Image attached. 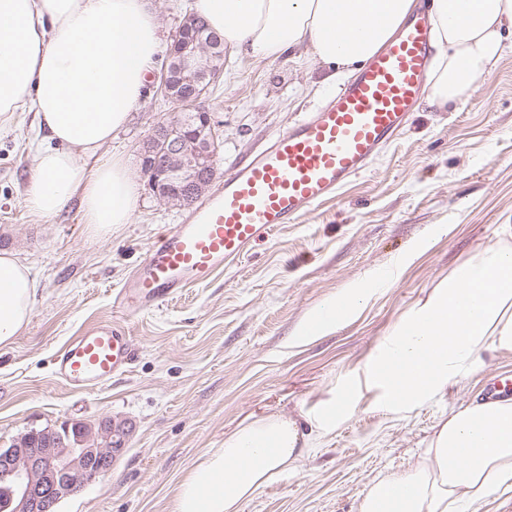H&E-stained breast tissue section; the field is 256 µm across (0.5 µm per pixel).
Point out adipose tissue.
<instances>
[{"label": "adipose tissue", "mask_w": 512, "mask_h": 512, "mask_svg": "<svg viewBox=\"0 0 512 512\" xmlns=\"http://www.w3.org/2000/svg\"><path fill=\"white\" fill-rule=\"evenodd\" d=\"M414 0H194L224 45L257 59L307 48L323 66L349 68L390 42ZM435 55L427 102L449 111L500 58L512 0H433ZM167 50L149 0H0V115L37 117L35 166L22 199L50 219L77 203L97 237L131 223L139 185L119 156L100 150L123 129ZM39 282L0 252V347L25 331ZM486 350L512 352V246L492 244L418 301L364 371L399 413L440 396ZM308 432L280 413L240 424L200 454L170 512H241L277 474L297 469ZM512 490V398L449 413L406 472L377 476L356 512H480Z\"/></svg>", "instance_id": "obj_1"}]
</instances>
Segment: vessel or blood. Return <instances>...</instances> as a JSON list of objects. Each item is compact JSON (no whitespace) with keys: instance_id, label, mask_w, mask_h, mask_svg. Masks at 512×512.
<instances>
[{"instance_id":"1","label":"vessel or blood","mask_w":512,"mask_h":512,"mask_svg":"<svg viewBox=\"0 0 512 512\" xmlns=\"http://www.w3.org/2000/svg\"><path fill=\"white\" fill-rule=\"evenodd\" d=\"M431 54L430 25L419 12L344 89L238 167L158 241L116 294L112 320L56 355V380L80 391L126 372L134 359L131 316L208 282L364 172L425 96Z\"/></svg>"}]
</instances>
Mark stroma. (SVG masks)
<instances>
[{"instance_id": "35a3bbf8", "label": "stroma", "mask_w": 512, "mask_h": 512, "mask_svg": "<svg viewBox=\"0 0 512 512\" xmlns=\"http://www.w3.org/2000/svg\"><path fill=\"white\" fill-rule=\"evenodd\" d=\"M306 50L277 59L232 54L208 97L219 125L215 181H222L289 126L317 111L337 87ZM173 106L150 83L127 127L102 157L122 156L140 185L136 214L108 238L85 231L77 206L55 218L22 205L35 161L36 117H0V250L38 277L29 325L0 348V448L33 429L72 420L126 421L128 446L97 482L58 512H169L183 473L243 421L271 412L304 419L332 393L352 398L372 356L416 301L478 249L512 241V40L490 75L449 112L421 105L396 141L339 194L280 225L266 245L129 322L128 372L92 392L52 374L73 336L112 318V298L154 244L182 222L147 185L140 148ZM350 288L368 301L335 332L303 341L317 306ZM512 378V353L483 352L442 397L399 416L364 392L346 420L315 442L298 469L276 475L242 512H355L385 471L413 463L434 425Z\"/></svg>"}]
</instances>
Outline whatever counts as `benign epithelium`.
<instances>
[{"label":"benign epithelium","instance_id":"obj_1","mask_svg":"<svg viewBox=\"0 0 512 512\" xmlns=\"http://www.w3.org/2000/svg\"><path fill=\"white\" fill-rule=\"evenodd\" d=\"M204 22L188 15L173 36L169 59L183 77L181 91L173 95L168 71H163L160 93L175 107L171 117L156 124L151 140L165 142L166 150L142 155V171L153 194L168 205L186 208L215 174L218 134L206 101L200 41ZM104 443L94 447L89 433L80 447H61L47 441L42 448L0 450V512H56L62 499L98 480L124 452L130 427L122 420L103 425Z\"/></svg>","mask_w":512,"mask_h":512}]
</instances>
